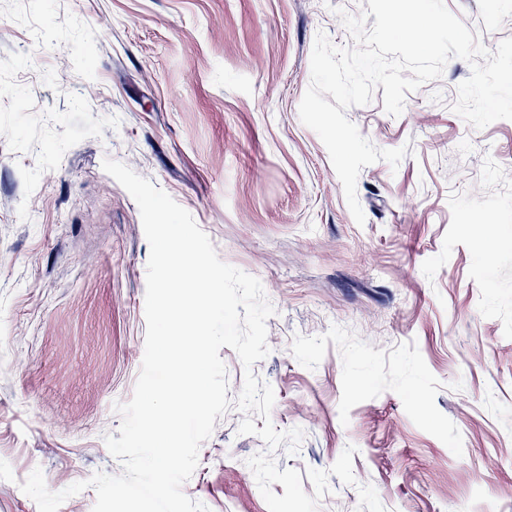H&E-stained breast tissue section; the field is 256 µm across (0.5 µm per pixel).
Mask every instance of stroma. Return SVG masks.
Instances as JSON below:
<instances>
[{
    "label": "stroma",
    "mask_w": 512,
    "mask_h": 512,
    "mask_svg": "<svg viewBox=\"0 0 512 512\" xmlns=\"http://www.w3.org/2000/svg\"><path fill=\"white\" fill-rule=\"evenodd\" d=\"M490 50L512 0H445ZM362 0H0V512L120 474L105 435L145 346L149 244L110 158L186 209L275 313L279 468L330 469L318 512H512V120L453 112L471 73L449 60L406 95L347 109L398 168L359 174L357 224L319 136L299 117L317 33L351 45ZM237 408L182 490L210 512H268Z\"/></svg>",
    "instance_id": "obj_1"
}]
</instances>
